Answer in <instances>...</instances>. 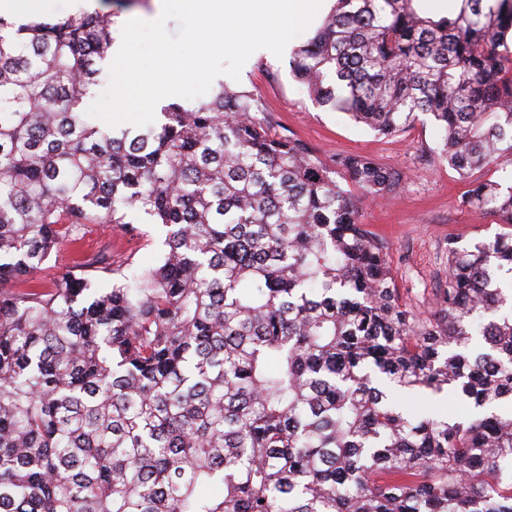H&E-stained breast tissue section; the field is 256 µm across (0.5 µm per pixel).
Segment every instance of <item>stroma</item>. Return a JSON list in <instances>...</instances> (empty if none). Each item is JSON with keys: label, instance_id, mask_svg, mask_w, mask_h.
Wrapping results in <instances>:
<instances>
[{"label": "stroma", "instance_id": "stroma-1", "mask_svg": "<svg viewBox=\"0 0 512 512\" xmlns=\"http://www.w3.org/2000/svg\"><path fill=\"white\" fill-rule=\"evenodd\" d=\"M316 14L306 30L292 39L282 56L261 55L246 61L235 85L261 104L260 119L276 134L305 143L324 163L346 155L367 157L402 176V187L386 198L366 201L362 221L386 243L388 259L403 299L427 316L435 308L448 276V243L465 246L501 232L496 217L462 206L467 189L458 174L440 159L442 135L429 116L393 136L376 134L340 112L318 106L291 71L295 50L316 34L323 22ZM134 232L111 224H88L79 250L63 245L37 273L51 286L73 264L75 255L107 250L115 263H154L162 249L161 225L135 219Z\"/></svg>", "mask_w": 512, "mask_h": 512}]
</instances>
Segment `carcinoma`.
<instances>
[{
    "mask_svg": "<svg viewBox=\"0 0 512 512\" xmlns=\"http://www.w3.org/2000/svg\"><path fill=\"white\" fill-rule=\"evenodd\" d=\"M335 0L292 72L381 135L418 114L461 178L512 164V0ZM113 13L0 18V512H512V232L448 243L422 317L360 198L225 85L146 130L86 111ZM465 207L512 227V184ZM167 228L157 263L34 273L84 224ZM456 393L467 416L401 393Z\"/></svg>",
    "mask_w": 512,
    "mask_h": 512,
    "instance_id": "1",
    "label": "carcinoma"
}]
</instances>
